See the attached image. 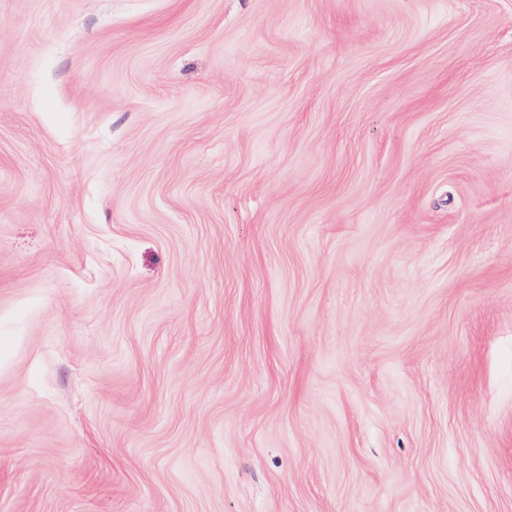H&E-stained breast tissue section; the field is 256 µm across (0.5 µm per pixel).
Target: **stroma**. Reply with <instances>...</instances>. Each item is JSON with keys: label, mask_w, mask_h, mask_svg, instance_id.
I'll return each instance as SVG.
<instances>
[{"label": "stroma", "mask_w": 512, "mask_h": 512, "mask_svg": "<svg viewBox=\"0 0 512 512\" xmlns=\"http://www.w3.org/2000/svg\"><path fill=\"white\" fill-rule=\"evenodd\" d=\"M0 512H512V0H0Z\"/></svg>", "instance_id": "obj_1"}]
</instances>
